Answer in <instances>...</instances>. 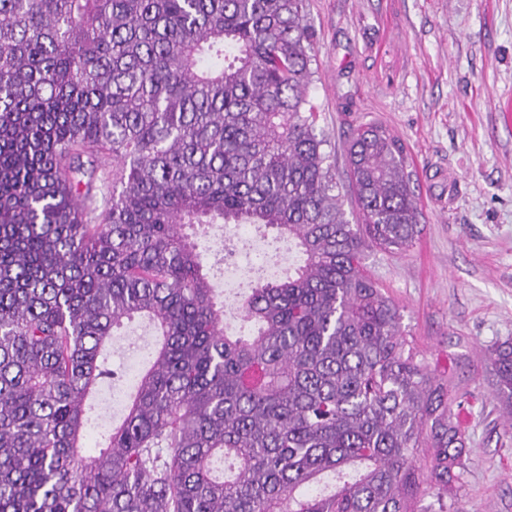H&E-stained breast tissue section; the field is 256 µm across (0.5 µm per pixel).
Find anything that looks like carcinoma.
<instances>
[{
  "instance_id": "obj_1",
  "label": "carcinoma",
  "mask_w": 512,
  "mask_h": 512,
  "mask_svg": "<svg viewBox=\"0 0 512 512\" xmlns=\"http://www.w3.org/2000/svg\"><path fill=\"white\" fill-rule=\"evenodd\" d=\"M312 42L307 0H0V512H415L422 485H460L448 387L363 265L421 232L404 144L356 130L350 223ZM100 154L98 213L81 188ZM216 224L302 257L251 289L253 336L224 331L197 241ZM136 319L161 340L86 457L88 399ZM490 361L512 415V339ZM97 180L93 185L91 194L94 203L98 207V212L110 204L112 198V158L104 156L99 160Z\"/></svg>"
}]
</instances>
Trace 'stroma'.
Wrapping results in <instances>:
<instances>
[{
	"instance_id": "obj_1",
	"label": "stroma",
	"mask_w": 512,
	"mask_h": 512,
	"mask_svg": "<svg viewBox=\"0 0 512 512\" xmlns=\"http://www.w3.org/2000/svg\"><path fill=\"white\" fill-rule=\"evenodd\" d=\"M317 127L346 183L353 131L375 122L399 137L425 216L402 253L368 249L364 265L398 306L401 328L436 377L468 451L458 505L512 512V419L494 397L489 346L512 338V0H308ZM253 228L213 227L206 263L223 240L248 255ZM136 321L112 340V389L152 333Z\"/></svg>"
}]
</instances>
